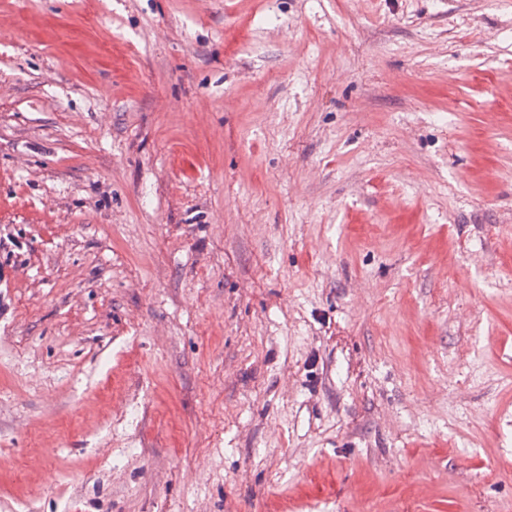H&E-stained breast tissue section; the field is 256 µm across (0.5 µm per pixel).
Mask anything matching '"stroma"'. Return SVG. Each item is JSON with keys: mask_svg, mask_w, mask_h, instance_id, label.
I'll return each instance as SVG.
<instances>
[{"mask_svg": "<svg viewBox=\"0 0 512 512\" xmlns=\"http://www.w3.org/2000/svg\"><path fill=\"white\" fill-rule=\"evenodd\" d=\"M0 512H512V0H0Z\"/></svg>", "mask_w": 512, "mask_h": 512, "instance_id": "stroma-1", "label": "stroma"}]
</instances>
